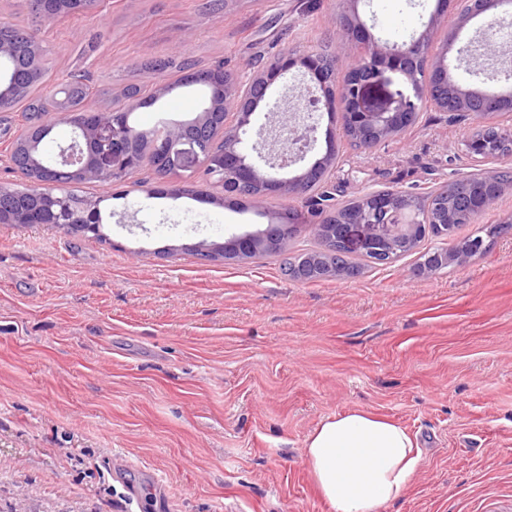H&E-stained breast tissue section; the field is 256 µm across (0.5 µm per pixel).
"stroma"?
<instances>
[{
	"label": "stroma",
	"mask_w": 512,
	"mask_h": 512,
	"mask_svg": "<svg viewBox=\"0 0 512 512\" xmlns=\"http://www.w3.org/2000/svg\"><path fill=\"white\" fill-rule=\"evenodd\" d=\"M100 0L50 25L28 0L0 17L48 49L50 84L87 72L92 102L152 87L145 64L197 66L334 39L344 0ZM460 0H358L369 31L418 36ZM197 85L139 108L141 127L194 118ZM474 120L423 105L416 125L369 151L339 125L330 179L337 202L398 189L426 192L466 174ZM83 185L115 195L102 238L0 224V512H332L302 448L328 416L364 410L415 435L423 462L382 512H512V231L486 239L468 266L418 274L419 255L358 277L304 282L280 257L201 259L193 247L263 229L248 200L217 207L190 196Z\"/></svg>",
	"instance_id": "35a3bbf8"
}]
</instances>
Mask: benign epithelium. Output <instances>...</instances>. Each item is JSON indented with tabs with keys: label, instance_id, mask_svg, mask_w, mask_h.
Listing matches in <instances>:
<instances>
[{
	"label": "benign epithelium",
	"instance_id": "benign-epithelium-1",
	"mask_svg": "<svg viewBox=\"0 0 512 512\" xmlns=\"http://www.w3.org/2000/svg\"><path fill=\"white\" fill-rule=\"evenodd\" d=\"M43 3L37 15L43 24H51L63 14L83 11L79 0ZM476 16L484 19L481 37L460 46L457 55L479 56L496 65L490 74L512 79V48L495 35L496 29L512 24V0H467L458 25ZM331 24L335 43L327 53L312 51L295 56L284 52L244 78L227 75L219 64L189 68L187 80L204 83L211 91L207 106L192 120L163 122L151 137L129 126L125 119L126 113L141 105L129 91L123 92L120 108L86 105L75 110L68 107L75 83L69 80L58 85L49 96L55 110L52 124L69 125L73 135L68 142L57 145L51 158L42 150L44 122L37 120L16 135L8 147L7 160L24 184H0V224H43L66 233L98 237L104 223L103 199L80 195L78 188L86 183L126 181L129 189L125 193L138 191L142 182L135 175L151 166L161 179L172 183L167 194L173 200L191 194L222 207L225 200L237 198L240 190L250 188L253 194L249 200L262 209L271 193L290 201L305 197V206L288 205L269 220L265 229L235 235L203 250L210 261L229 257L245 260L262 252L286 253L290 250V230L311 224L346 251L371 254L374 261L386 262L384 247L426 233L428 220L423 218V210L431 201L408 191L368 192L359 196L356 210L336 220V204L331 196L311 193L312 186L326 182L337 158L335 139L330 137L325 153L307 160L317 146L321 112H336V102H342L343 110L337 112L342 136L356 142L363 151L401 137L416 124L425 102L458 116L478 114L479 122L466 141L474 173L478 174L488 162L499 159L496 144L485 130L494 128L499 136L512 138V127L496 121L501 114L512 112V92L488 93L457 79L458 68L432 52L441 27L436 13L423 22L418 37L401 44L373 39L354 11L333 16ZM46 54V47L32 35L15 40L0 35V112L13 111L17 101L44 86L31 76ZM294 68L309 77L310 85L300 94V99L313 106L308 118L301 120L293 103L274 106L265 114V122L257 123V108L269 89ZM388 72L399 76L409 93L400 95L392 107H367V91ZM295 165L299 166L298 174L277 176V171ZM199 171L217 182L221 195L194 187L192 177ZM472 174L453 182L468 186ZM510 192L512 181L504 182L484 188L473 203L460 200L459 206L468 208L473 220L495 210ZM483 252V242L479 241L470 250L444 251L437 256L460 268Z\"/></svg>",
	"mask_w": 512,
	"mask_h": 512
}]
</instances>
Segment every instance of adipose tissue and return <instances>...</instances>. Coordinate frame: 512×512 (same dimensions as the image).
I'll return each mask as SVG.
<instances>
[{"label": "adipose tissue", "mask_w": 512, "mask_h": 512, "mask_svg": "<svg viewBox=\"0 0 512 512\" xmlns=\"http://www.w3.org/2000/svg\"><path fill=\"white\" fill-rule=\"evenodd\" d=\"M303 460L333 512H381L422 464L405 428L361 410L325 418L306 438Z\"/></svg>", "instance_id": "adipose-tissue-1"}]
</instances>
